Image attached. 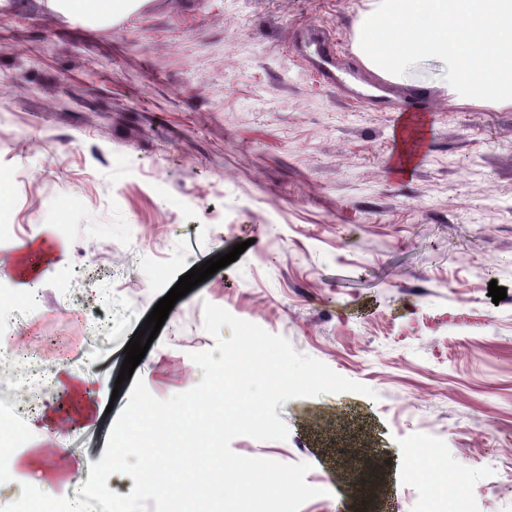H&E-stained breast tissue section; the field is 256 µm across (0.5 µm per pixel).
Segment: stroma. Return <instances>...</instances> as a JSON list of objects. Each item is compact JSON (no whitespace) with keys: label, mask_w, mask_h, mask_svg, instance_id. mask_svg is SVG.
Here are the masks:
<instances>
[{"label":"stroma","mask_w":512,"mask_h":512,"mask_svg":"<svg viewBox=\"0 0 512 512\" xmlns=\"http://www.w3.org/2000/svg\"><path fill=\"white\" fill-rule=\"evenodd\" d=\"M368 0H146L109 24L49 0H0V239L19 363H0V413L21 422L0 512L68 508L104 454L136 380L165 399L203 372L211 303L374 390L276 409L283 440H232L242 456L308 463L328 493L300 512H352L319 436L362 425L386 472L381 512H419L462 483L459 512H512V106L451 102L439 59L373 103L378 76L355 23ZM320 29L353 73L319 83L291 37ZM42 253L19 259L18 244ZM247 242L182 297L135 368L124 348L181 276ZM51 259H43V252ZM39 282V311L16 302ZM507 290L493 302L490 282ZM99 396L61 429L57 395ZM442 466L405 477L415 435ZM66 443L63 459L49 449Z\"/></svg>","instance_id":"35a3bbf8"}]
</instances>
